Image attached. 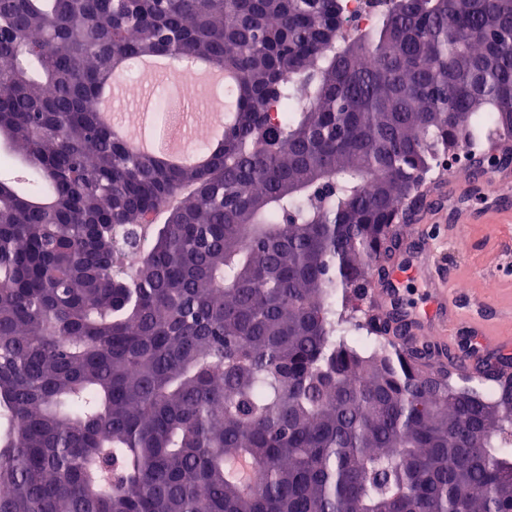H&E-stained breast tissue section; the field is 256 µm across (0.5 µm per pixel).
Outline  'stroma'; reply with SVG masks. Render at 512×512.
<instances>
[{
  "instance_id": "1",
  "label": "stroma",
  "mask_w": 512,
  "mask_h": 512,
  "mask_svg": "<svg viewBox=\"0 0 512 512\" xmlns=\"http://www.w3.org/2000/svg\"><path fill=\"white\" fill-rule=\"evenodd\" d=\"M465 155L462 149L447 154L422 180L414 209L403 210L394 226L392 263L413 269V276L381 283L410 317L442 290L454 318L426 335L435 342L450 335L464 345L482 330L512 334V191L441 190L448 177L468 180Z\"/></svg>"
}]
</instances>
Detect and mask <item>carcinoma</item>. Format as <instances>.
Here are the masks:
<instances>
[{"label":"carcinoma","mask_w":512,"mask_h":512,"mask_svg":"<svg viewBox=\"0 0 512 512\" xmlns=\"http://www.w3.org/2000/svg\"><path fill=\"white\" fill-rule=\"evenodd\" d=\"M155 55L237 76L204 166L101 121ZM479 133L512 138V0H0V512H512V380L343 330ZM368 1H383V0H349L348 2V16L352 24L361 27H368L377 18L381 3L383 2H368Z\"/></svg>","instance_id":"carcinoma-1"}]
</instances>
